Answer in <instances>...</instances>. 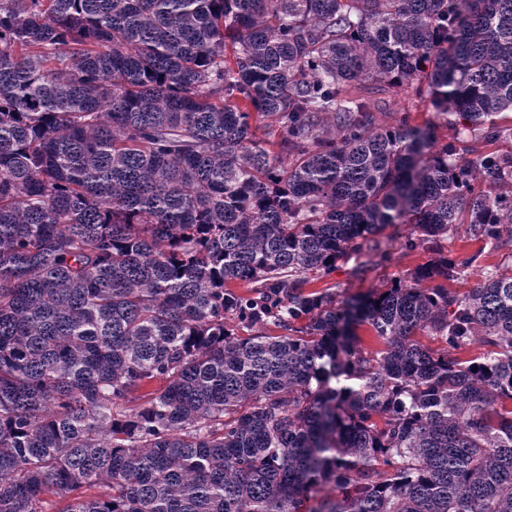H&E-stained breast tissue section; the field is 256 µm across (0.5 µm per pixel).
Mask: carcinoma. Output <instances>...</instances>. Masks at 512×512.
<instances>
[{"label": "carcinoma", "instance_id": "1", "mask_svg": "<svg viewBox=\"0 0 512 512\" xmlns=\"http://www.w3.org/2000/svg\"><path fill=\"white\" fill-rule=\"evenodd\" d=\"M501 112L512 0H0V512H512V274L440 248L512 243ZM413 231L410 224H390L376 237L382 242V248L391 252V260L375 267H359L366 260L364 251L358 260L355 256L341 259L336 263V270L328 275L312 277L310 290L329 289L336 292L339 298L364 297L376 290L389 285L391 280L403 277L408 271L426 264L434 257L427 248H418L407 254L397 249V242ZM442 251L451 258L464 259L475 254L481 247L482 243L470 238L467 233V226L459 227L448 238H444L440 243ZM505 252H510V250H495L487 246L482 250V257L479 259L477 266L467 268L464 273L465 276L458 283H453L451 288H458L461 291L473 288L476 283L481 281V277L488 266L494 268L499 265L503 267L502 269L512 268V258H505Z\"/></svg>", "mask_w": 512, "mask_h": 512}]
</instances>
